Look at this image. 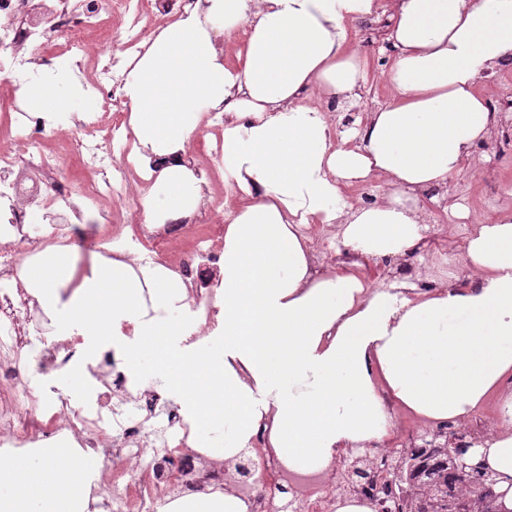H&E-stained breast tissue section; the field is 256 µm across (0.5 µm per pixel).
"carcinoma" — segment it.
<instances>
[{"label": "carcinoma", "mask_w": 512, "mask_h": 512, "mask_svg": "<svg viewBox=\"0 0 512 512\" xmlns=\"http://www.w3.org/2000/svg\"><path fill=\"white\" fill-rule=\"evenodd\" d=\"M397 478L402 496L411 501V512H460L448 506V488L472 481L473 507L468 512H512L505 508L506 494L494 470L481 464L461 472L453 449L444 441L431 448H410L400 458Z\"/></svg>", "instance_id": "obj_1"}]
</instances>
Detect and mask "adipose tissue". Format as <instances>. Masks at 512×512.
<instances>
[{
    "instance_id": "ef3b65f1",
    "label": "adipose tissue",
    "mask_w": 512,
    "mask_h": 512,
    "mask_svg": "<svg viewBox=\"0 0 512 512\" xmlns=\"http://www.w3.org/2000/svg\"><path fill=\"white\" fill-rule=\"evenodd\" d=\"M390 14V101L333 140L323 113L302 105L311 86L346 102L366 75L347 27ZM242 31L236 65L216 38ZM512 60V0H195L135 52L121 93L138 164L184 153L207 112L224 113V183L242 199L224 226L214 287L217 326L181 344L195 302L163 265L115 259L75 279L77 252L53 245L22 281L60 337L96 352L131 331L124 366L182 400L195 447L234 459L264 437L291 470L323 471L345 448L390 440L397 413L423 424L500 402L489 462L512 483V188L499 213L468 223L464 262L480 278L448 276L414 294L373 283L358 263L324 274L308 231L334 225L352 252L395 259L423 236L421 194L448 187L492 135L478 80ZM31 112L84 118L95 102L70 67L23 88ZM381 180L382 201L349 203L344 187ZM206 181L182 165L157 173L142 198L146 221L197 210ZM72 287L69 300L60 291ZM395 408H388L386 398ZM87 472L61 444L0 465V512H70ZM166 512H248L233 493L192 495Z\"/></svg>"
}]
</instances>
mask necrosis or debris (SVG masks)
Segmentation results:
<instances>
[{"mask_svg":"<svg viewBox=\"0 0 512 512\" xmlns=\"http://www.w3.org/2000/svg\"><path fill=\"white\" fill-rule=\"evenodd\" d=\"M177 4L178 0H0V78L23 82L32 61L51 69L64 56L75 65L94 68L91 87L101 95L104 110L122 111L115 96L122 83L120 59L102 58L100 44L118 29L124 33L125 47L148 41L155 32L154 17H169L177 12ZM54 33L63 36L61 45L52 43ZM6 110L7 133L0 145V227L16 232L28 224H69L83 219L87 205L98 207L99 221L107 222L109 214L100 208L103 199L116 187H129L137 167L120 124L51 125L31 115L19 99L9 100ZM61 132L69 137L71 155L94 173V180L78 185L58 178L60 161L49 143ZM30 169L40 171V178L27 177ZM38 200L43 208L31 210V203ZM180 230L177 224H144L130 237L104 236L99 251L110 259L132 252L142 262L154 263L160 257L159 246L178 240ZM22 260L13 242L0 243V389L5 392L0 398V448L9 456L36 452L63 435L71 437L82 453H103L80 512H160L177 495L226 487L247 502L249 512H336L347 499L377 506L381 491L393 487L397 460L379 452L370 455L366 474L355 485L350 482L349 451L327 471L299 473L265 449L257 470L242 475L228 462L190 447V425L180 404L168 405L165 417L151 422L143 418L142 410H155L160 397L154 390L139 389L120 371L109 380L89 372L80 403L55 391L27 412H19L14 393L26 390L33 377L70 370L82 355L73 346L27 361L26 326H46L50 319L23 286ZM221 260L213 237L203 234L183 250L174 268L190 282ZM147 454L152 457L148 463L143 460Z\"/></svg>","mask_w":512,"mask_h":512,"instance_id":"necrosis-or-debris-1","label":"necrosis or debris"}]
</instances>
